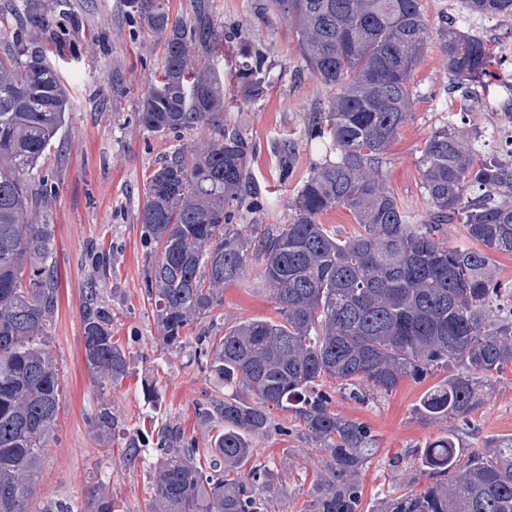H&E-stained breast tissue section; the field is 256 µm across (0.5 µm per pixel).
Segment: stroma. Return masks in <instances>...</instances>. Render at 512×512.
Here are the masks:
<instances>
[{"mask_svg":"<svg viewBox=\"0 0 512 512\" xmlns=\"http://www.w3.org/2000/svg\"><path fill=\"white\" fill-rule=\"evenodd\" d=\"M265 0H215V18L227 33H243L250 50L266 60L268 88L248 97L231 74L234 60L224 62L226 94L234 104L224 114L256 147L253 172L266 208L244 213L245 224H285L292 204L315 166L331 153L322 139L309 135L313 117L327 111L331 92L307 68L294 29L282 18L265 16ZM425 49L414 72L415 105L381 166L389 191L417 216L429 201L417 159L424 142L443 126L463 132L482 131L483 152L505 158L512 141L501 137L500 104L491 86L477 98L462 101L448 75L441 52L442 32L454 27L494 42L498 58L492 70H512V19L482 18L464 12L461 0H422ZM50 17L40 29L22 28L18 14ZM44 49L61 72L72 109L54 143L27 182L42 205V223L53 227V250L59 271L58 311L47 330L48 348L58 362L60 408L51 450L32 484L31 512L48 504L82 508L91 485L110 487L124 512H150L153 442L165 424L179 426L185 439L204 444L210 422L198 405L216 383L195 344L179 349L159 338L156 312L144 288L146 248L136 218L144 202L143 183L167 153L170 142L138 127L135 114L161 61L156 37L131 12L126 0H0V52L15 46ZM295 144V161L282 174L274 152L278 140ZM104 246L109 275L104 296L112 306L114 339L129 359L122 384L95 381L83 354L81 289L91 269V247ZM269 290L259 284V263L248 275L225 286L216 324L224 329L240 321L275 317ZM433 371L422 381L401 380L391 392L361 404L337 397L336 413L370 424L378 451L364 477L361 512H376L379 503L412 478V469L392 471V456L415 455L427 441L446 433L447 421L416 414L422 394L443 379ZM155 382L154 394L145 385ZM111 402L124 426L105 452L89 416L99 402ZM475 434L465 441L482 447L487 438L512 434V371L504 370L490 400L475 414ZM144 446L143 459L124 465L117 451L127 438ZM260 460L283 471L285 481L275 512H301L311 497L312 477L320 459L299 438L270 434L256 443Z\"/></svg>","mask_w":512,"mask_h":512,"instance_id":"stroma-1","label":"stroma"}]
</instances>
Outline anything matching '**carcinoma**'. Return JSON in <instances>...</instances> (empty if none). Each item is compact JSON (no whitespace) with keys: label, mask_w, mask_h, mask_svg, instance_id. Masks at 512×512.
Wrapping results in <instances>:
<instances>
[{"label":"carcinoma","mask_w":512,"mask_h":512,"mask_svg":"<svg viewBox=\"0 0 512 512\" xmlns=\"http://www.w3.org/2000/svg\"><path fill=\"white\" fill-rule=\"evenodd\" d=\"M464 4L512 18V0ZM130 8L163 42L139 126L163 138L211 129L204 146H175L146 178L137 217L148 248L146 295L162 340L202 345L219 383L200 407L216 429L206 448L190 447L174 427L157 432L155 512H268L283 473L253 458L255 441L273 432L322 452L303 512H359L376 431L336 414L323 386L366 400L441 368L448 377L425 391L416 413L452 426L415 455V478L376 512H512V436L481 448L465 447L460 436L512 365V306L493 311L503 294L512 298V287L489 257L512 253V160L483 154L448 125L436 130L418 157L430 200L422 219L386 189L379 171L415 103L421 0H268V13L295 30L308 69L333 91L311 133L329 140L337 157L304 181L290 222L269 224L258 236L237 223L260 208L253 145L224 121L232 103L224 80L194 61L225 54L228 36L214 0H191L188 18L170 11L168 0H130ZM441 50L448 75L471 97L490 76L496 46L453 28ZM236 54L235 76L251 96L262 95L265 62L243 45ZM68 111L44 54H0V512H30L32 483L56 431L60 382L47 329L58 306V268L52 225L38 222L26 175ZM277 154L289 172L294 143H281ZM336 207L352 214L358 230L343 236L320 222ZM454 223L485 251L442 242L443 226ZM251 253L278 317L234 324L210 351L200 325L224 302V286L244 278ZM106 276L95 266L83 288V348L91 374L115 384L129 369L112 341V308L100 288ZM275 410L292 413L288 425L275 422ZM90 422L104 439L122 426L110 401L97 405ZM141 455L135 439L120 451L128 465ZM421 476L430 483L419 489ZM83 512L122 510L94 485Z\"/></svg>","instance_id":"cac0c4a2"}]
</instances>
